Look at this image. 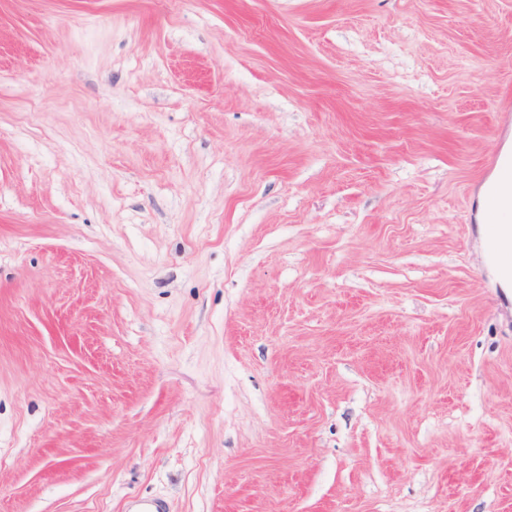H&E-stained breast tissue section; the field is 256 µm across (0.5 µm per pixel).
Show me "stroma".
<instances>
[{
	"label": "stroma",
	"mask_w": 512,
	"mask_h": 512,
	"mask_svg": "<svg viewBox=\"0 0 512 512\" xmlns=\"http://www.w3.org/2000/svg\"><path fill=\"white\" fill-rule=\"evenodd\" d=\"M512 0H0V512H512ZM495 169L500 171V177L485 196L483 219L486 224H500L503 214L512 210V156L491 159L487 171ZM504 233H508L512 235V227L508 225L497 226L494 229L492 239H491V247L493 250V254L498 266L509 276H512V238L510 237H502L500 239V248L502 250H506L508 252H502L497 247V241L501 235Z\"/></svg>",
	"instance_id": "stroma-1"
}]
</instances>
